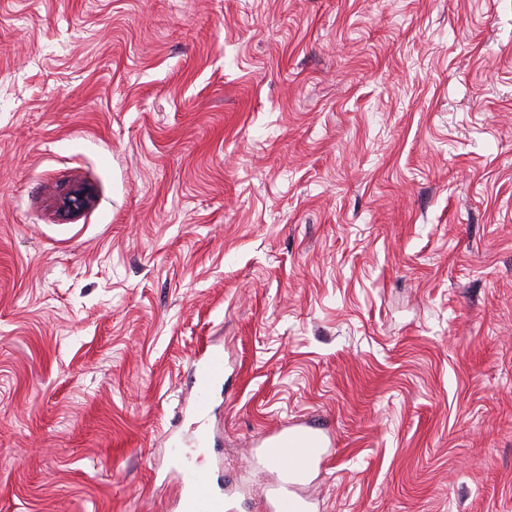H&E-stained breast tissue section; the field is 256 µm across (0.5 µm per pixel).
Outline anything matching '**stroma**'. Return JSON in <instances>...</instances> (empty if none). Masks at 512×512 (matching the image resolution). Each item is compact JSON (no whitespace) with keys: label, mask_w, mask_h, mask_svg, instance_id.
<instances>
[{"label":"stroma","mask_w":512,"mask_h":512,"mask_svg":"<svg viewBox=\"0 0 512 512\" xmlns=\"http://www.w3.org/2000/svg\"><path fill=\"white\" fill-rule=\"evenodd\" d=\"M301 421L322 512H512V0H0V512ZM93 201V194L86 186L71 187L60 195L59 208L64 216L79 214L87 209ZM224 379V352L220 349H205L192 364L193 395L186 408L201 420L212 407L214 386Z\"/></svg>","instance_id":"obj_1"}]
</instances>
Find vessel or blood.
Listing matches in <instances>:
<instances>
[{
    "label": "vessel or blood",
    "mask_w": 512,
    "mask_h": 512,
    "mask_svg": "<svg viewBox=\"0 0 512 512\" xmlns=\"http://www.w3.org/2000/svg\"><path fill=\"white\" fill-rule=\"evenodd\" d=\"M224 378V353L219 349L202 351L192 364L193 395L188 410L206 418L212 407L214 386ZM266 459H284L278 484L266 496L264 512H315V502L304 496L301 488L315 467L323 465L330 454L329 442L319 428L308 426L278 430L261 437ZM181 496L180 512H237L233 498L219 492L196 466L182 464L178 474Z\"/></svg>",
    "instance_id": "b4317fda"
}]
</instances>
